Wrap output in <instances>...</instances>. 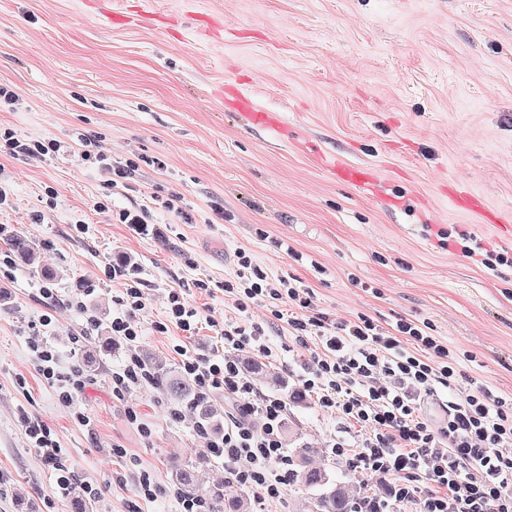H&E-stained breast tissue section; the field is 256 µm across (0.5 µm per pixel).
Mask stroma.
Instances as JSON below:
<instances>
[{
	"instance_id": "1",
	"label": "stroma",
	"mask_w": 512,
	"mask_h": 512,
	"mask_svg": "<svg viewBox=\"0 0 512 512\" xmlns=\"http://www.w3.org/2000/svg\"><path fill=\"white\" fill-rule=\"evenodd\" d=\"M0 83L17 94L0 104V126L17 136L82 134L110 163L139 164L112 188L108 173L67 154L40 161L0 152L8 192L0 225L39 247L63 297L85 280L97 286L82 312L46 309L41 276L21 260L0 282V472L11 479L0 512H71L28 446L22 409L56 434L77 485L99 486L90 512L178 510L165 495L138 500L136 476L144 469L166 479L173 457L204 450L198 413L172 419L152 386L113 399L112 371L127 350L98 347L120 289L103 269L123 257L150 297L139 314L143 359L177 366L179 343L223 355L209 329L184 339L155 324L168 289L195 278L210 282V293L195 297L205 316L238 321L222 285L243 249L273 276L310 286L332 321L362 313L383 326L429 321L450 349L470 352L464 372L512 399V268L488 270L439 237L465 230L485 249L512 251V223H479L453 198L473 193L512 216V0H0ZM227 84L279 125L254 126L225 105L218 91ZM322 154L375 172L378 194L331 179ZM153 157L166 169L150 166ZM174 196L195 223L166 207ZM216 204L224 208L217 224ZM142 206L147 235L116 219ZM278 239L300 260L276 249ZM87 312L101 322L91 336L80 333ZM46 313L60 362L79 361L93 378L80 397L92 428L74 422L26 345L28 323ZM267 344L286 385L257 388L286 397L285 424L300 442L322 448L338 433L359 446V427L323 411L312 393L293 399L308 352L275 328ZM132 407L150 438L129 423ZM116 444L127 458L113 456Z\"/></svg>"
}]
</instances>
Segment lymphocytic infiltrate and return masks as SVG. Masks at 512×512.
Listing matches in <instances>:
<instances>
[{
	"mask_svg": "<svg viewBox=\"0 0 512 512\" xmlns=\"http://www.w3.org/2000/svg\"><path fill=\"white\" fill-rule=\"evenodd\" d=\"M90 145L83 137L42 141L18 138L8 128L0 131V149L10 156L68 154L82 164L110 171L111 186L126 184L135 163L110 166ZM235 257V272L224 281L225 297L242 311L253 304L265 305L269 321L229 328L217 325L214 334L225 347L251 349L268 357L272 354L265 343L268 330L283 323L293 343L313 347L312 360L299 380L321 408L363 428L360 452L349 454L338 435L331 439L329 450L366 474L389 481L390 498L377 503L378 512H388L393 501L416 503L418 512H512V401L480 384L464 398L448 401L439 422H426L419 415L421 394L458 386L461 377L458 354L434 335L429 323L402 317L385 327L361 314L332 325L325 313L312 308L310 292L300 280L270 276L245 251H237ZM104 274L123 283L112 298L116 310L109 324L112 336L129 349L124 363L112 372V396L121 400L130 390L149 384V371L137 353L142 338L137 313L145 309L149 296L128 266L108 265ZM202 324L203 316L188 290L170 289L165 319L157 323V332L175 330L191 337L198 335ZM29 330L27 344L39 375L58 401L71 408L74 420L90 426L77 401L91 380L76 363L60 370L51 341V316L43 315ZM174 351L181 371L195 382L202 397L221 392L236 402L237 412L225 420L223 431H206L207 448L222 461L225 482L252 491L258 512H268L288 489L291 458L282 441L286 401L258 392L234 359L180 344ZM18 421L42 465L52 472L57 496L66 498L72 473L60 460L51 429L24 411ZM136 492L145 501L172 497L180 512H209L206 502L162 486L147 470L140 472Z\"/></svg>",
	"mask_w": 512,
	"mask_h": 512,
	"instance_id": "1",
	"label": "lymphocytic infiltrate"
}]
</instances>
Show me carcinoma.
I'll return each mask as SVG.
<instances>
[{
  "label": "carcinoma",
  "mask_w": 512,
  "mask_h": 512,
  "mask_svg": "<svg viewBox=\"0 0 512 512\" xmlns=\"http://www.w3.org/2000/svg\"><path fill=\"white\" fill-rule=\"evenodd\" d=\"M10 247L14 255L36 266L37 249L30 240L16 235L10 240ZM146 365L151 372L153 386L163 391L172 404L187 403L198 409L200 422L210 426L214 417L224 414L217 406L201 398L195 383L184 374L149 361ZM242 368L250 374L283 381L279 373L249 357L243 360ZM291 452L296 463L288 473L289 487L311 490V493L298 500L294 512H357L360 505L364 512H375L372 503L376 502V498L369 494L367 488L350 487L336 479L326 467L312 465V459L321 455V449L301 444ZM209 464L210 458L205 451L176 460L171 466L172 480L186 494L205 500L211 512H251L253 503L249 495L228 493L224 491L223 482L207 485L200 480V471Z\"/></svg>",
  "instance_id": "cac0c4a2"
}]
</instances>
